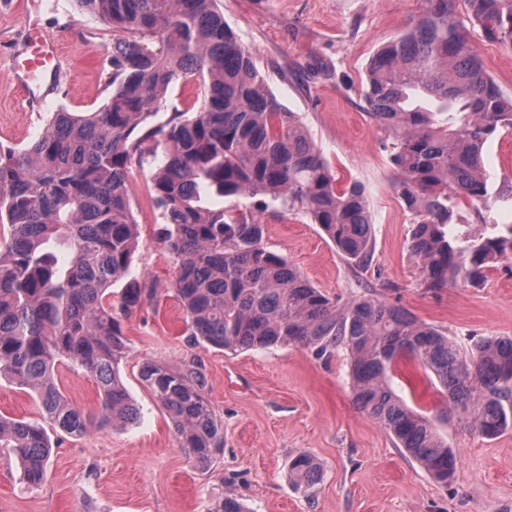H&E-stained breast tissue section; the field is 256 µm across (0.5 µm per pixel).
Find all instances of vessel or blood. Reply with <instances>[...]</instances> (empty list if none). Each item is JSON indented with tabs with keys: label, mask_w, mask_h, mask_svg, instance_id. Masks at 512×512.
Instances as JSON below:
<instances>
[{
	"label": "vessel or blood",
	"mask_w": 512,
	"mask_h": 512,
	"mask_svg": "<svg viewBox=\"0 0 512 512\" xmlns=\"http://www.w3.org/2000/svg\"><path fill=\"white\" fill-rule=\"evenodd\" d=\"M61 53L56 39L37 34L29 56L16 65L12 80L27 104H37L56 93L61 82Z\"/></svg>",
	"instance_id": "obj_1"
}]
</instances>
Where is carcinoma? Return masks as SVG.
I'll use <instances>...</instances> for the list:
<instances>
[{"label":"carcinoma","instance_id":"1","mask_svg":"<svg viewBox=\"0 0 512 512\" xmlns=\"http://www.w3.org/2000/svg\"><path fill=\"white\" fill-rule=\"evenodd\" d=\"M484 36L512 49V0H427L406 33L383 45L368 71L369 115L398 142L391 164L401 198L416 214L410 250L431 293L478 284L512 254V224L493 236L445 232L450 203L488 205L482 148L512 134L505 96L455 19L458 2ZM122 37L112 42V94L95 112L52 113L22 148L0 144V373L34 385L43 423L0 415V450L30 486L44 480L53 445L47 429L83 435L92 416L59 389L53 372L71 363L95 380L97 422H134L121 377L127 344L118 315L150 289L127 278L137 249L128 175L150 164L159 235L179 261L171 292L185 334L219 349L270 346L350 354L354 403L435 481L453 479L458 453L433 418L393 388L401 364L434 377L442 419L455 415L486 437L512 424V338L457 340L403 308L364 294L339 304L264 246L261 214L302 212L345 260L372 261L373 218L360 184L342 182L302 122L266 90L217 0H77ZM195 85L200 108L157 121L173 83ZM244 196L245 210L212 209L202 196ZM67 242L61 267L45 245ZM126 280L119 308L112 286ZM140 378L168 414L178 447L206 470L224 448L200 359L146 361ZM289 480L307 491L320 464L295 456ZM205 512H247L234 495Z\"/></svg>","mask_w":512,"mask_h":512}]
</instances>
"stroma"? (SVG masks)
I'll return each instance as SVG.
<instances>
[{
  "mask_svg": "<svg viewBox=\"0 0 512 512\" xmlns=\"http://www.w3.org/2000/svg\"><path fill=\"white\" fill-rule=\"evenodd\" d=\"M55 2L54 9H41L40 27L61 45L69 89L35 112L10 82L27 22L23 13L0 9L2 143H30L44 133L52 112L98 110L112 91L111 27L77 0ZM425 7V0H218L269 91L297 114L337 177L364 187L374 220L373 260L364 270L347 263L301 213L264 212V244L330 298L371 293L461 339L512 337V257L495 263L477 286L461 281L435 295L422 285L410 251L414 216L390 163L397 143L366 110L372 57ZM466 36L512 97V50L486 39L473 23ZM483 157L489 205L462 201L454 209L456 223L472 236L512 223V135L488 140ZM150 173L136 167L129 177L139 231L130 275L152 293L123 321L128 351L120 364L140 417L103 428L93 423L83 436L62 437L35 488L21 483L18 464L0 456V512H205L228 494L249 512H512V427L489 438L454 417L437 421L459 456L453 480L442 485L356 408L344 349L328 357L293 346L233 351L190 343L170 291L177 265L158 236ZM191 356L205 368L207 396L224 433V451L205 471L178 448L168 416L139 377L144 361L176 365ZM55 380L73 404L97 411L92 377L62 365ZM395 385L410 406L429 410L438 400L418 363L402 365ZM0 413L41 418L35 392L7 375H0ZM301 452L323 468L308 494L288 478L289 462Z\"/></svg>",
  "mask_w": 512,
  "mask_h": 512,
  "instance_id": "1",
  "label": "stroma"
}]
</instances>
